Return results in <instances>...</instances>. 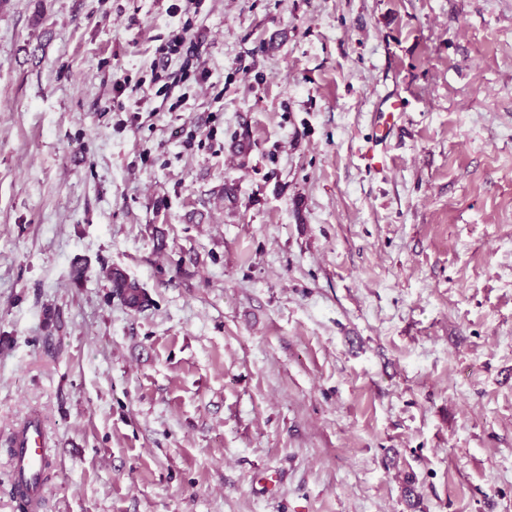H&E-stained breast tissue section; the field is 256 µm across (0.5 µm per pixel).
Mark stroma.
Wrapping results in <instances>:
<instances>
[{
	"instance_id": "stroma-1",
	"label": "stroma",
	"mask_w": 512,
	"mask_h": 512,
	"mask_svg": "<svg viewBox=\"0 0 512 512\" xmlns=\"http://www.w3.org/2000/svg\"><path fill=\"white\" fill-rule=\"evenodd\" d=\"M34 414L43 512H512V0H0V512ZM195 47L196 46L194 45V42L191 39H189L188 41L186 36L176 34L169 42L161 45L157 49V53L160 55V58L162 59L163 68L170 64L172 60V55H179L180 57H183V54H185L181 66L182 68L183 65H188L189 60H191V58L195 56ZM113 294L119 298L124 305L133 310H140L148 303L145 292L135 281L129 280L121 273L112 274Z\"/></svg>"
}]
</instances>
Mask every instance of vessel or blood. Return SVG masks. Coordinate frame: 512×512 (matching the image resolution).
Masks as SVG:
<instances>
[{
    "instance_id": "1",
    "label": "vessel or blood",
    "mask_w": 512,
    "mask_h": 512,
    "mask_svg": "<svg viewBox=\"0 0 512 512\" xmlns=\"http://www.w3.org/2000/svg\"><path fill=\"white\" fill-rule=\"evenodd\" d=\"M46 464L42 428L29 421L15 433L10 455L12 494L21 512H40Z\"/></svg>"
}]
</instances>
